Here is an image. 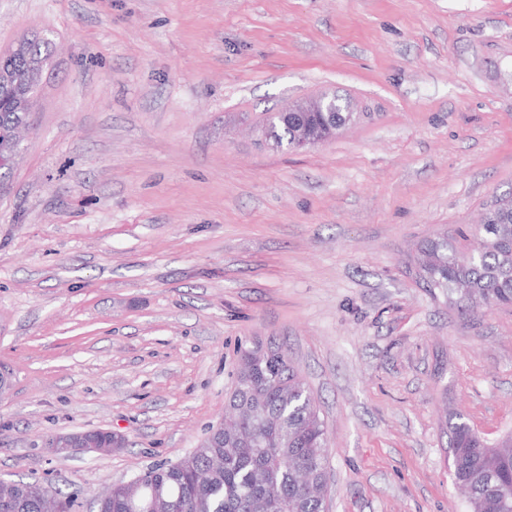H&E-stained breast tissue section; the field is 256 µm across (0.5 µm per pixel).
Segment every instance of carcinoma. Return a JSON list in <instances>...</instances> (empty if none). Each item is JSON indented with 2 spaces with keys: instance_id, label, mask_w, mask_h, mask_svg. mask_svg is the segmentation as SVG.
<instances>
[{
  "instance_id": "carcinoma-1",
  "label": "carcinoma",
  "mask_w": 512,
  "mask_h": 512,
  "mask_svg": "<svg viewBox=\"0 0 512 512\" xmlns=\"http://www.w3.org/2000/svg\"><path fill=\"white\" fill-rule=\"evenodd\" d=\"M52 53L51 39L39 35L0 53V133L33 116L5 85L37 96ZM260 131L267 144L285 146L297 131L295 116L268 112ZM476 236L477 248L462 259L446 237L427 242L415 260L418 283L469 314L512 306L511 193L487 210ZM239 358L251 367L237 371L224 428L178 462L112 485L97 512H138L145 502L151 512H327V435L312 393L274 343L241 347ZM448 447L470 512H512V441L504 451H490L459 416L449 423ZM5 488L10 496L0 494V512H73L61 492L46 502L38 481H0V491Z\"/></svg>"
}]
</instances>
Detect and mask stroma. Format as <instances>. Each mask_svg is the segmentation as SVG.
Instances as JSON below:
<instances>
[{
	"instance_id": "stroma-1",
	"label": "stroma",
	"mask_w": 512,
	"mask_h": 512,
	"mask_svg": "<svg viewBox=\"0 0 512 512\" xmlns=\"http://www.w3.org/2000/svg\"><path fill=\"white\" fill-rule=\"evenodd\" d=\"M57 50L0 181V479L96 496L223 421L282 346L329 438L328 512H468L453 411L512 434V307L461 314L410 259L512 191V0H0ZM335 93L300 152L262 115ZM111 430L109 454L48 442ZM282 112H314L321 116L320 136L312 138L307 127H300V136L294 141V148H308L332 137L336 131L354 119V112H349L344 103H336V95L324 94L312 101H301L279 112H267L260 125L261 134L268 145L275 148L287 146L290 150V138L296 133L295 116L288 114V120Z\"/></svg>"
}]
</instances>
